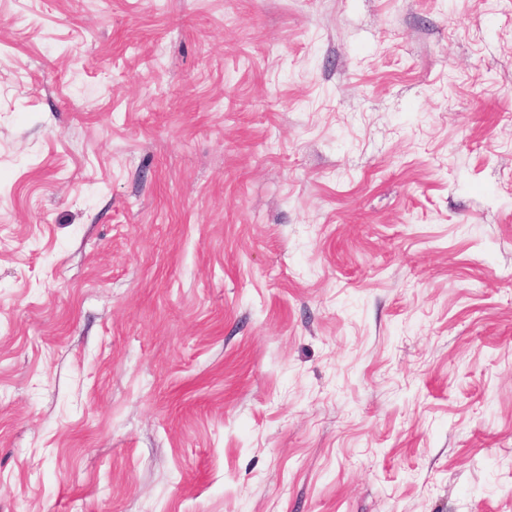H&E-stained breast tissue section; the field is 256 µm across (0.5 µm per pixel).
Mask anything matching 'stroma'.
Returning a JSON list of instances; mask_svg holds the SVG:
<instances>
[{"instance_id":"stroma-1","label":"stroma","mask_w":512,"mask_h":512,"mask_svg":"<svg viewBox=\"0 0 512 512\" xmlns=\"http://www.w3.org/2000/svg\"><path fill=\"white\" fill-rule=\"evenodd\" d=\"M0 512H512V0H0Z\"/></svg>"}]
</instances>
